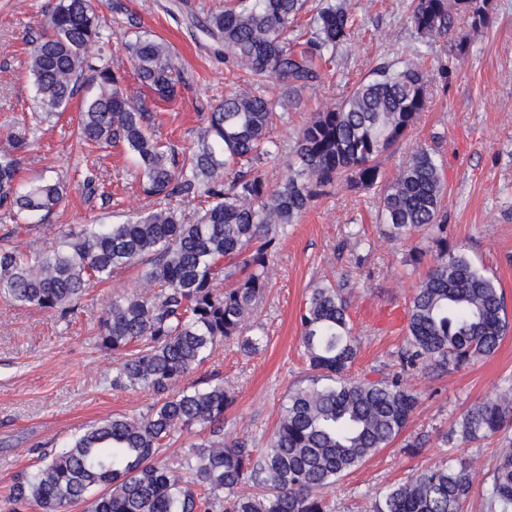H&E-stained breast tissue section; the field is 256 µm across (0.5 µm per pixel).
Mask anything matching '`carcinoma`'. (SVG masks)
<instances>
[{
  "instance_id": "1",
  "label": "carcinoma",
  "mask_w": 512,
  "mask_h": 512,
  "mask_svg": "<svg viewBox=\"0 0 512 512\" xmlns=\"http://www.w3.org/2000/svg\"><path fill=\"white\" fill-rule=\"evenodd\" d=\"M307 0H238L197 22L224 48L230 72L249 84L210 112L197 144L183 153L162 143L154 115L131 95L101 53L104 23L93 0H57L32 41L29 73L36 124L60 117L86 92L77 118L84 144L121 143L138 163L144 191L165 206L118 224L67 225L62 248L26 252L15 244L34 215L59 212L65 185L43 176L19 181L31 128L21 123L0 137V211L12 228L0 236V297L66 317L93 283L138 266L142 291L113 295L97 317L98 344L122 362L112 388L148 389L158 399L136 417L99 421L60 450L43 453L34 472H22L9 489L11 512L33 505L66 512L87 503L90 512H330L324 491L388 447L406 428L418 397L400 376L351 375L359 353L340 286L318 285L300 313L310 383L288 392L267 447L224 441V413L233 397L216 381L177 391L214 347L234 341L245 353L259 339L244 335L247 320L269 284L280 240L326 189L344 182L377 195L385 234L401 240L423 226L437 228L436 264L410 302L402 370L459 368L492 355L512 330L502 292L459 250L448 248L441 223L443 159L417 148L390 180L381 158L409 133L427 108L422 65L404 59L374 68L336 104L315 112L295 134L281 183L269 186L255 171L276 155L274 120L321 79L351 38L355 17L346 0L318 2L306 32L288 37ZM492 0H411L410 21L424 42L460 26L456 50L488 27ZM141 86L165 102L177 96L175 52L149 33L123 44ZM274 82L279 93L267 91ZM236 169L235 177L224 180ZM202 196L194 221L168 203ZM233 280L232 286L218 284ZM512 424V401L471 406L451 435L465 443L498 435ZM209 429L185 459L186 480L163 455L175 432ZM474 481L470 460L441 461L375 497L371 512H461ZM490 512H512V452L499 455L487 488Z\"/></svg>"
}]
</instances>
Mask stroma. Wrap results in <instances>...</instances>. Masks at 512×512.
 <instances>
[{"label": "stroma", "instance_id": "1", "mask_svg": "<svg viewBox=\"0 0 512 512\" xmlns=\"http://www.w3.org/2000/svg\"><path fill=\"white\" fill-rule=\"evenodd\" d=\"M56 0H0V130L30 120L34 88L28 71V43L38 35L45 12ZM407 0H347L356 18L351 40L336 52L320 85L303 92V102L277 124L271 136L280 146L260 167L269 184L281 182L291 157L295 132L311 112L337 103L367 77L376 64L419 58L428 75L430 105L404 141L382 165L392 178L419 146L438 149L444 159L448 246L464 250L493 277L512 318V0H493L492 22L472 35L459 55L454 36L422 42L408 19ZM110 21L104 56L120 71L131 93L141 94L157 114V135L182 150L196 142L212 107L238 89L240 81L224 66L213 40L192 24L223 11L224 0H95ZM145 31L175 50L181 83L175 101L155 99L140 89L121 51L132 32ZM77 106L59 122L40 124L30 141L28 179L43 173L66 186L54 226L21 232L23 250L49 251L60 224H112L145 209L147 197L136 161L123 145L99 147L78 142L73 123ZM95 191H88L87 180ZM360 227L365 239L348 238ZM436 229L425 226L411 238L391 241L377 219L372 193L346 184L328 188L288 229L273 257L269 286L248 320L261 336L259 350L243 355L232 343L217 345L210 359L179 382V389L224 380L234 397L224 414V436L265 447L280 418L289 389L306 385L299 315L315 286L340 282L360 350L356 371L400 373L418 395V405L403 433L357 471L330 489L332 512H370L380 491L436 462L467 456L475 479L464 512H490L485 488L503 449L512 448V430L469 445L449 441L448 433L474 403L512 396V332L497 351L461 368L399 371L396 355L404 346L402 324L420 279L434 264ZM424 251L411 265L412 247ZM135 269L112 282L91 285L73 316L20 307L0 298V512L21 471L36 470L42 449L58 448L102 419L135 416L155 396L146 390H116L111 385L117 359L96 341V316L115 293L137 292ZM427 442L407 451L417 437Z\"/></svg>", "mask_w": 512, "mask_h": 512}]
</instances>
